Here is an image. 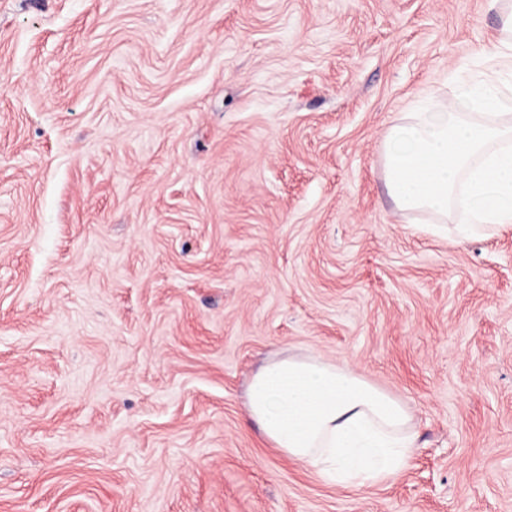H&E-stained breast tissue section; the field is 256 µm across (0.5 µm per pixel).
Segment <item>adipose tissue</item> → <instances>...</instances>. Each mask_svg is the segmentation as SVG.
I'll use <instances>...</instances> for the list:
<instances>
[{"instance_id":"adipose-tissue-1","label":"adipose tissue","mask_w":512,"mask_h":512,"mask_svg":"<svg viewBox=\"0 0 512 512\" xmlns=\"http://www.w3.org/2000/svg\"><path fill=\"white\" fill-rule=\"evenodd\" d=\"M247 406L273 448L337 484L394 481L414 453L405 407L346 365L273 357L251 378Z\"/></svg>"}]
</instances>
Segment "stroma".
<instances>
[{
	"label": "stroma",
	"instance_id": "1",
	"mask_svg": "<svg viewBox=\"0 0 512 512\" xmlns=\"http://www.w3.org/2000/svg\"><path fill=\"white\" fill-rule=\"evenodd\" d=\"M493 0H0V512H512V226L400 210L397 119L512 98ZM417 448L334 484L264 440L273 352Z\"/></svg>",
	"mask_w": 512,
	"mask_h": 512
}]
</instances>
